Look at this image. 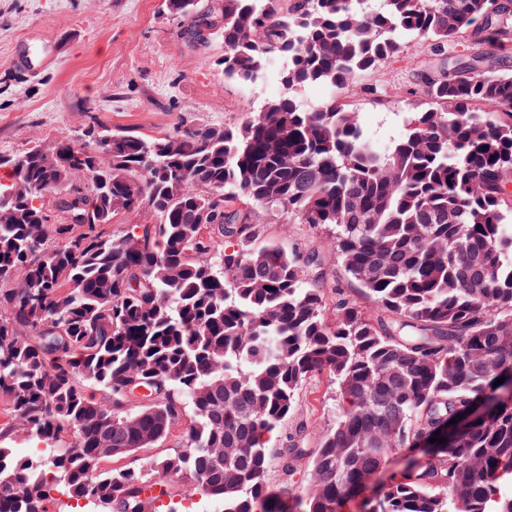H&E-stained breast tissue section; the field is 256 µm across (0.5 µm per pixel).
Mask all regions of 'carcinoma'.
<instances>
[{
	"mask_svg": "<svg viewBox=\"0 0 512 512\" xmlns=\"http://www.w3.org/2000/svg\"><path fill=\"white\" fill-rule=\"evenodd\" d=\"M167 6L220 35L224 79L274 73L283 91L236 128L144 136L91 115L79 140L0 155V512H66L58 489L98 512L179 491L220 512H341L421 443L429 458L361 512H512V399L477 414L512 386V0ZM412 41L429 49L404 88L427 108L379 150L338 93ZM315 87L329 97L304 99ZM255 206L329 230L375 309L328 285L318 251L264 242ZM142 209L153 223L108 230ZM323 373L338 412L312 484L275 488L308 427L269 442ZM133 383L155 398L130 402ZM176 426L171 454L102 467L101 440L131 455ZM21 428L49 454L18 457Z\"/></svg>",
	"mask_w": 512,
	"mask_h": 512,
	"instance_id": "cac0c4a2",
	"label": "carcinoma"
}]
</instances>
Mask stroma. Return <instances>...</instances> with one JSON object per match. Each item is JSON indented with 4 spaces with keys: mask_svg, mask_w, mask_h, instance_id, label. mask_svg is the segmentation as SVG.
Segmentation results:
<instances>
[{
    "mask_svg": "<svg viewBox=\"0 0 512 512\" xmlns=\"http://www.w3.org/2000/svg\"><path fill=\"white\" fill-rule=\"evenodd\" d=\"M189 25L168 12L166 0H0V153L76 135L92 112L113 128L145 135L185 122L236 127L281 93L273 77L253 86L224 80L217 68L223 41L193 42ZM426 51L425 43H410L345 90L344 101L378 145L402 135L409 114L420 110V99L402 86ZM368 84L386 85L393 95L376 102L364 92ZM252 216L287 251H319L328 283L348 285L326 231L261 208ZM335 420V384L328 375L312 376L289 428L304 423L317 435Z\"/></svg>",
    "mask_w": 512,
    "mask_h": 512,
    "instance_id": "35a3bbf8",
    "label": "stroma"
}]
</instances>
